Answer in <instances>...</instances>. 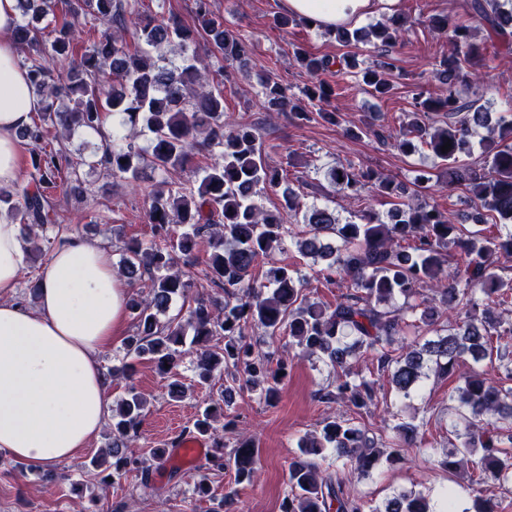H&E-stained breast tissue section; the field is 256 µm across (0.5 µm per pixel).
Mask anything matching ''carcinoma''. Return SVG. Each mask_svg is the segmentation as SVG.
<instances>
[{
  "mask_svg": "<svg viewBox=\"0 0 512 512\" xmlns=\"http://www.w3.org/2000/svg\"><path fill=\"white\" fill-rule=\"evenodd\" d=\"M26 17L13 30L17 44L35 49L22 66L33 90L41 94L39 121L18 132L32 145L30 180L25 185L0 187V214L23 226L28 238L39 237L51 225L62 240L68 227L58 223L51 197L57 179L81 187L75 163L62 149L49 146L50 128L70 135L78 129L96 130L103 116L112 115L131 132L142 126L153 134L147 154L128 141L102 142L89 165L113 175L140 177L144 167L159 173L182 169L196 158L211 159L200 167L198 186H162L150 193L147 211L153 239L129 238L123 243L120 273L131 285L149 283L146 293L127 298L134 331L125 341L130 361L109 370V377L127 378L132 361L149 360L167 381L171 395L183 393L177 369L184 346L196 347V376L211 382L215 371L226 374L224 389L210 397L182 435L212 441L208 469L231 470L235 488L225 493L221 506L233 504L236 486L250 484L257 473V443L240 432L227 452L222 429H233L226 414L240 377L258 391L268 406L281 398L280 384L288 363L247 341L260 329L270 338L286 337L303 356H317L336 374L334 384L319 390L318 401L346 408L327 415L319 428L300 443L301 455L288 465L281 512H499L500 503L483 494L482 486L512 487V319L503 313L512 307V279L498 274L500 258L512 256V231L486 233L489 222L512 223V119H492L475 99H464L456 84L484 65L488 47L512 49V0H467V20L448 16L431 19L433 29L448 34V54L438 61L433 77L448 86L434 96L422 83L413 84V119L400 130L395 147L412 155L426 147L448 165V188L465 194L466 209L451 216L436 204L404 201L408 186L372 167L338 166L329 173L335 192L359 200L369 193L398 199L400 208L384 221L373 208L359 211L341 224L326 207L308 208L305 229L285 223V214L300 209V195L287 182L286 170L271 167L262 142L250 125L224 123V93L211 87L188 59L170 68L145 51L130 50L109 28L135 27L137 40L147 46L165 44L184 50L196 42L198 30L208 36L209 51L240 63L254 50L246 38H234L211 12L209 0H195L198 28L182 23L178 15H143L139 0H17ZM52 17L51 50L71 59L65 79H56L42 63L40 24ZM107 26L88 47L71 36L82 18ZM406 20L395 16L369 29L341 27L332 31L346 47L373 43L384 48L375 63L360 68L357 53L339 58L296 52L298 65L310 81L301 96L271 75L260 77L267 109L297 121L311 119L307 106L336 98L339 81L333 77L361 76L377 97L387 96L389 77L397 69L389 49L401 37ZM487 34L490 45L476 41V30ZM487 130L482 147L486 171L460 163L469 152V136ZM355 138L371 136L384 144L389 135L373 123L350 130ZM451 144L450 150L441 147ZM126 163H121V160ZM281 190L280 207L264 210L255 202L257 187ZM471 228H466V225ZM295 242L304 256L327 260L315 275L338 290L333 303L314 301L305 293L307 276L286 265H272L259 281L257 264ZM408 242L403 247L400 242ZM206 266L222 296L196 295L186 315L165 321L173 299L189 296L188 275L176 270L179 261ZM368 360L372 369L357 368ZM497 365L499 376L487 377L482 364ZM452 380L448 387V434L456 444L435 460L439 469L454 474L472 465L467 489L472 507L458 510L456 489H444L431 503L415 490L400 492L383 507H371L348 487L346 467L369 474L383 466L404 464L409 453H425L427 441L420 425L406 420L394 403L378 400L380 382H387L400 399H411L426 380ZM146 401L134 389L118 403L112 438L107 444L112 474L100 477L108 487L131 472L149 482L152 466L164 463L161 448L145 458L124 449L139 439ZM383 408L390 431L376 433L356 417ZM331 453L344 461L334 470L322 467Z\"/></svg>",
  "mask_w": 512,
  "mask_h": 512,
  "instance_id": "cac0c4a2",
  "label": "carcinoma"
}]
</instances>
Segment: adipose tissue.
Instances as JSON below:
<instances>
[{
  "instance_id": "ef3b65f1",
  "label": "adipose tissue",
  "mask_w": 512,
  "mask_h": 512,
  "mask_svg": "<svg viewBox=\"0 0 512 512\" xmlns=\"http://www.w3.org/2000/svg\"><path fill=\"white\" fill-rule=\"evenodd\" d=\"M379 2L279 0L323 29L364 20ZM18 19L16 0H0V186L18 182L16 134L41 108L11 37ZM27 248L20 225L0 218V451L50 468L80 456L105 423L100 356L124 325L128 287L108 247L73 236L42 267L36 306H25L15 294Z\"/></svg>"
}]
</instances>
